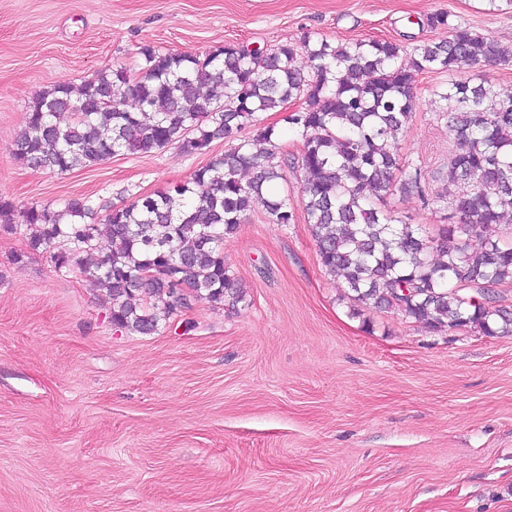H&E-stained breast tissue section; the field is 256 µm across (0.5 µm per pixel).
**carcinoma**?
I'll return each mask as SVG.
<instances>
[{"instance_id":"cac0c4a2","label":"carcinoma","mask_w":512,"mask_h":512,"mask_svg":"<svg viewBox=\"0 0 512 512\" xmlns=\"http://www.w3.org/2000/svg\"><path fill=\"white\" fill-rule=\"evenodd\" d=\"M427 25L448 36L415 47L407 65L402 47L384 39L333 46L308 34L268 52L228 43L202 56L144 45L135 69L113 65L78 87L42 92L13 145L35 169L67 172L173 144L188 155L208 154L219 140L229 149L171 190L112 207L102 222L87 196L33 205L23 214L29 247L50 249L56 269L105 285L112 323L134 334L159 332L197 301L242 302L224 238L259 206L282 226L295 210L271 193L288 179L275 162L283 149L275 127L239 133L258 113L298 101L285 121L301 137L304 213L323 268L343 279L348 298L437 332L512 334V306L492 294L512 284V241L483 236L512 212V96L500 97L484 77L432 90L455 143L449 190L438 196L451 221L430 232L374 202L421 178L397 151L417 98L414 73L512 62L494 36L447 13ZM301 53L307 72L296 65Z\"/></svg>"}]
</instances>
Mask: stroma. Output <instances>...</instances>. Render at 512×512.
I'll return each mask as SVG.
<instances>
[{"label": "stroma", "instance_id": "stroma-1", "mask_svg": "<svg viewBox=\"0 0 512 512\" xmlns=\"http://www.w3.org/2000/svg\"><path fill=\"white\" fill-rule=\"evenodd\" d=\"M512 51V0H0V512H512V335L438 333L353 303L304 212L256 209L224 241L245 290L151 336L113 325L108 291L30 250L31 204L91 197L99 215L187 181L175 145L65 174L12 155L32 101L141 46L270 50L304 34L445 38L437 12ZM416 74L399 152L419 187L377 206L433 227L453 137Z\"/></svg>", "mask_w": 512, "mask_h": 512}]
</instances>
